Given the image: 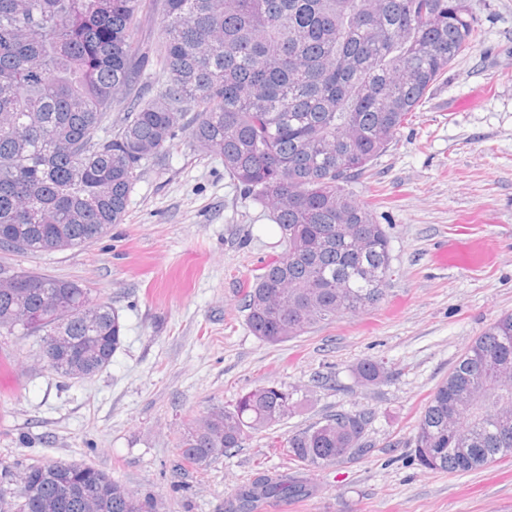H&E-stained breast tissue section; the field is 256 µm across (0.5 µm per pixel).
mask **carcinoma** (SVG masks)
<instances>
[{"label":"carcinoma","mask_w":512,"mask_h":512,"mask_svg":"<svg viewBox=\"0 0 512 512\" xmlns=\"http://www.w3.org/2000/svg\"><path fill=\"white\" fill-rule=\"evenodd\" d=\"M146 0H0V249L63 251L92 242L124 220L142 163L178 147L194 113L195 150L270 208L285 248L244 294L246 323L264 342L301 336L339 314L383 300L391 276L389 241L351 185L387 151L401 127L479 30L467 0H162L164 43L156 61L166 83L136 99L117 131L94 133L113 98L131 90L148 52L139 45ZM356 227L359 251L336 236ZM32 288L0 284V330L62 336L85 347L83 376L111 362L123 325L106 300L38 272ZM56 294L96 311L59 322L44 311ZM383 363L356 376L375 382ZM294 409L275 383L251 388L230 408L186 427V463L211 464ZM369 416L337 413L271 440L300 470L367 450ZM426 469L465 474L512 457V313L498 318L454 364L427 402L412 440ZM18 501L0 488V512H152L151 503L79 462L26 466ZM86 494L61 497L64 475ZM296 477L260 474L235 494L233 512L303 498Z\"/></svg>","instance_id":"1"}]
</instances>
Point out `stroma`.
<instances>
[{
    "label": "stroma",
    "mask_w": 512,
    "mask_h": 512,
    "mask_svg": "<svg viewBox=\"0 0 512 512\" xmlns=\"http://www.w3.org/2000/svg\"><path fill=\"white\" fill-rule=\"evenodd\" d=\"M468 3L479 42L353 185L389 236L394 273L378 305L277 344L254 336L242 291L282 252L280 231L182 128L177 149L143 164L124 221L105 236L57 252L0 250L2 266L107 299L123 325L110 365L79 381L45 368L35 337L0 331V462H83L153 498L156 512H225L257 472L290 471L270 437L367 412L368 454L307 471L306 498L257 512H512V460L448 474L419 465L411 446L457 358L512 313V0ZM469 232L494 239L491 264L438 265L436 252ZM367 359L385 364L377 382L355 375ZM267 382L292 392L288 419L207 467L183 460L189 423Z\"/></svg>",
    "instance_id": "stroma-1"
}]
</instances>
